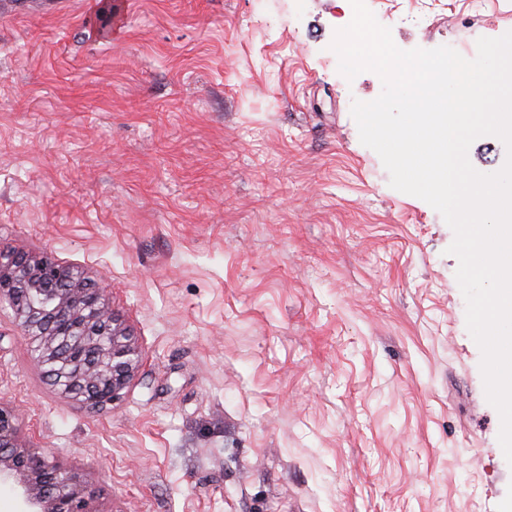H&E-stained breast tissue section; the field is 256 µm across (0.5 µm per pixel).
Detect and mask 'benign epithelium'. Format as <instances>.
<instances>
[{
	"label": "benign epithelium",
	"mask_w": 512,
	"mask_h": 512,
	"mask_svg": "<svg viewBox=\"0 0 512 512\" xmlns=\"http://www.w3.org/2000/svg\"><path fill=\"white\" fill-rule=\"evenodd\" d=\"M8 300L48 383L64 398L104 410L120 401L140 356L107 290L86 287L78 267L0 248V301ZM29 512H93L81 474L36 450L15 409L0 403V482Z\"/></svg>",
	"instance_id": "7a95c632"
}]
</instances>
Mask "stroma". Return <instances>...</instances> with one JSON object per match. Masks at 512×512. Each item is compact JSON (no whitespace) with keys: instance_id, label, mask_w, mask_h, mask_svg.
<instances>
[{"instance_id":"obj_1","label":"stroma","mask_w":512,"mask_h":512,"mask_svg":"<svg viewBox=\"0 0 512 512\" xmlns=\"http://www.w3.org/2000/svg\"><path fill=\"white\" fill-rule=\"evenodd\" d=\"M111 2L123 36L104 38ZM404 50L512 0H365ZM350 0L0 8V246L78 266L141 365L99 411L0 307V402L98 512H512L442 216L363 145L330 45Z\"/></svg>"}]
</instances>
